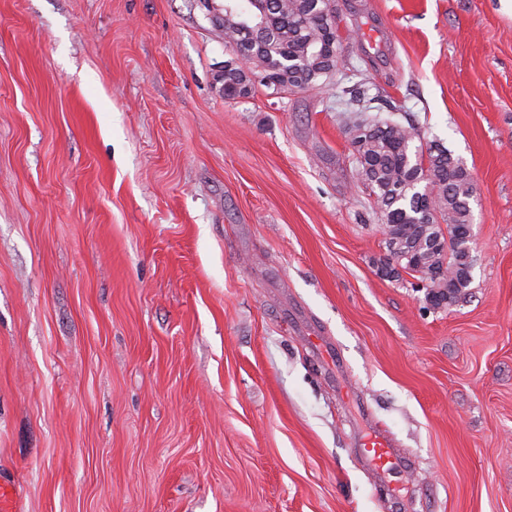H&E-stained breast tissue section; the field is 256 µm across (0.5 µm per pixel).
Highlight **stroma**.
Returning a JSON list of instances; mask_svg holds the SVG:
<instances>
[{
  "label": "stroma",
  "mask_w": 512,
  "mask_h": 512,
  "mask_svg": "<svg viewBox=\"0 0 512 512\" xmlns=\"http://www.w3.org/2000/svg\"><path fill=\"white\" fill-rule=\"evenodd\" d=\"M223 12L0 0L8 512H395L374 425L404 512H512V0H335L356 75L230 101ZM356 84L473 177L451 307L380 272ZM362 445L365 460L375 473L387 475L392 470L408 468L407 463L394 449L391 439L383 431L373 430L365 437Z\"/></svg>",
  "instance_id": "stroma-1"
}]
</instances>
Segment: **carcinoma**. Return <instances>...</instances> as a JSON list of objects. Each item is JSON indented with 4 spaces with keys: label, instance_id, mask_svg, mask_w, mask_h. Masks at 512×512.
<instances>
[{
    "label": "carcinoma",
    "instance_id": "carcinoma-1",
    "mask_svg": "<svg viewBox=\"0 0 512 512\" xmlns=\"http://www.w3.org/2000/svg\"><path fill=\"white\" fill-rule=\"evenodd\" d=\"M266 27L250 38L228 25L224 46L236 61L224 65V98L249 94V72L261 69L271 94L295 92L319 78L348 68L342 44L321 59L328 42L333 0H267ZM347 135L352 147L354 177L376 195L383 218L387 256L406 254L403 270L419 274L442 270L444 276L428 285V292L449 304L458 302L469 288L457 263L465 244L464 229L471 224L472 177L451 151L424 141L420 127L394 121L353 122ZM426 191L432 209L418 207Z\"/></svg>",
    "mask_w": 512,
    "mask_h": 512
}]
</instances>
